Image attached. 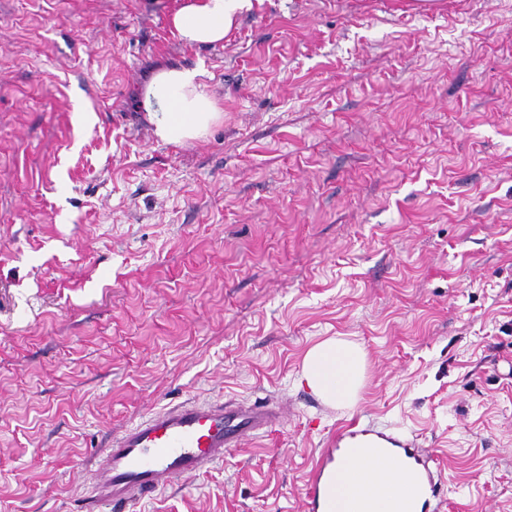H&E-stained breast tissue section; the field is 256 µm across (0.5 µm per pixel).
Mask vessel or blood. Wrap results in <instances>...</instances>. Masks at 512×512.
Segmentation results:
<instances>
[{"label": "vessel or blood", "mask_w": 512, "mask_h": 512, "mask_svg": "<svg viewBox=\"0 0 512 512\" xmlns=\"http://www.w3.org/2000/svg\"><path fill=\"white\" fill-rule=\"evenodd\" d=\"M280 409L257 400L248 405L185 403L166 407L124 429L106 448L96 468V480L86 512H124L127 506L169 487L174 479L222 462L224 454L257 432L273 428ZM341 437L363 436L384 444V456L394 459L413 477L419 491L410 512H425L443 491L437 460L411 443L390 439L384 432L350 422ZM334 455L324 449L308 477L309 499L319 507L325 469Z\"/></svg>", "instance_id": "b4317fda"}]
</instances>
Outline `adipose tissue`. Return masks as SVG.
Here are the masks:
<instances>
[{"mask_svg": "<svg viewBox=\"0 0 512 512\" xmlns=\"http://www.w3.org/2000/svg\"><path fill=\"white\" fill-rule=\"evenodd\" d=\"M253 7V0H183L170 19L179 40L218 44L238 18ZM196 70L159 69L145 88L141 107L157 140L182 145L204 136L220 122L223 111L204 91ZM367 372V353L355 341L330 337L310 347L301 362L299 385L325 404L353 408L360 399ZM334 483L330 512H372L386 499V512H403L411 486L398 475L395 464L370 448L352 444L332 466Z\"/></svg>", "mask_w": 512, "mask_h": 512, "instance_id": "obj_1", "label": "adipose tissue"}]
</instances>
